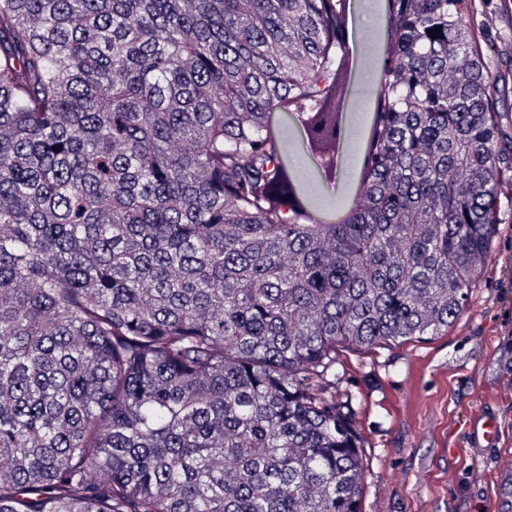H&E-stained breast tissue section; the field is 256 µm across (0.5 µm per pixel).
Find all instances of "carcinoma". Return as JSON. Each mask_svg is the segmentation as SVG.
<instances>
[{
  "label": "carcinoma",
  "mask_w": 512,
  "mask_h": 512,
  "mask_svg": "<svg viewBox=\"0 0 512 512\" xmlns=\"http://www.w3.org/2000/svg\"><path fill=\"white\" fill-rule=\"evenodd\" d=\"M472 7L386 0L323 210L350 0H0V512H360L336 346L448 333L512 195ZM350 93V92H349ZM355 94L350 93L349 100L345 103V108L349 113L348 128H351L350 138L344 143L338 155H336V168L338 171V178L336 180L335 189L333 192L325 193L319 191L318 196L324 207L334 206L336 200L348 191L352 185L357 170L356 148L358 143L355 144V139L352 138L354 131H358L363 127L366 122V112H361L358 102H355Z\"/></svg>",
  "instance_id": "obj_1"
}]
</instances>
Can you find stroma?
I'll return each instance as SVG.
<instances>
[{"label": "stroma", "mask_w": 512, "mask_h": 512, "mask_svg": "<svg viewBox=\"0 0 512 512\" xmlns=\"http://www.w3.org/2000/svg\"><path fill=\"white\" fill-rule=\"evenodd\" d=\"M467 22L497 81L499 137L512 142V5L474 0ZM336 399L362 437L361 512H512V199L503 198L483 278L443 336L336 348ZM500 425L483 448L470 431Z\"/></svg>", "instance_id": "obj_1"}]
</instances>
